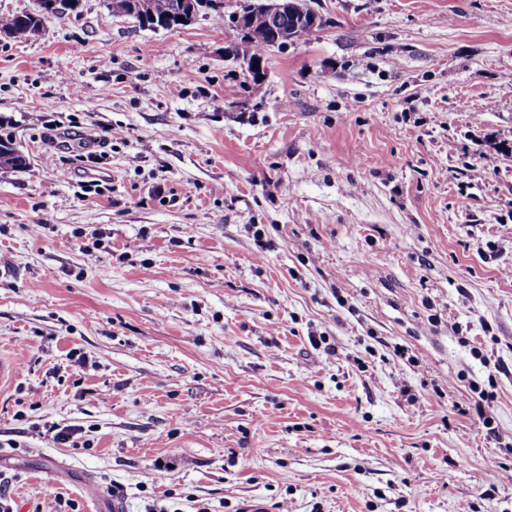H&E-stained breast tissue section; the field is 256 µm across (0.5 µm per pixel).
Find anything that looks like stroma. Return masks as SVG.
Here are the masks:
<instances>
[{
  "label": "stroma",
  "mask_w": 512,
  "mask_h": 512,
  "mask_svg": "<svg viewBox=\"0 0 512 512\" xmlns=\"http://www.w3.org/2000/svg\"><path fill=\"white\" fill-rule=\"evenodd\" d=\"M109 2L0 37L12 512H512V0H307L257 98ZM28 165V157L17 148L10 137L0 138V168L21 171Z\"/></svg>",
  "instance_id": "35a3bbf8"
}]
</instances>
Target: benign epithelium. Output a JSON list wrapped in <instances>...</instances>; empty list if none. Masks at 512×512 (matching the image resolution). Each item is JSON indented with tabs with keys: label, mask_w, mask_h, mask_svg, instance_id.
<instances>
[{
	"label": "benign epithelium",
	"mask_w": 512,
	"mask_h": 512,
	"mask_svg": "<svg viewBox=\"0 0 512 512\" xmlns=\"http://www.w3.org/2000/svg\"><path fill=\"white\" fill-rule=\"evenodd\" d=\"M220 7V2L214 0H181L179 15L185 20L196 19L197 16L212 8ZM264 11L270 20L269 29L257 32L250 25V15L256 10ZM292 14L290 0H262L254 3L253 0H241L240 9L229 15L225 25L234 32V38L229 41L232 49L224 50V55L237 63L245 72L252 75L256 70V59L252 57L250 46L257 42H265L271 48H281L288 45L303 33L311 32L321 25V18L313 13L306 18L294 20L293 32H278L282 20Z\"/></svg>",
	"instance_id": "7a95c632"
}]
</instances>
